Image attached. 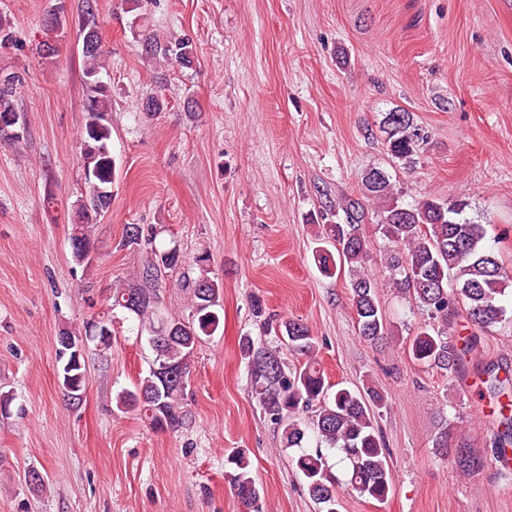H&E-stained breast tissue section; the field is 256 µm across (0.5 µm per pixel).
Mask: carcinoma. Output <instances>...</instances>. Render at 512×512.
I'll use <instances>...</instances> for the list:
<instances>
[{
    "label": "carcinoma",
    "mask_w": 512,
    "mask_h": 512,
    "mask_svg": "<svg viewBox=\"0 0 512 512\" xmlns=\"http://www.w3.org/2000/svg\"><path fill=\"white\" fill-rule=\"evenodd\" d=\"M92 2L86 0L85 17L77 30L79 42L91 40L90 45L81 47L87 120L76 142L89 192L74 205L77 222L71 236L72 257L81 264L89 262L94 247L85 225L109 210L115 176V160L109 147L112 127L107 119L111 87L102 80L106 50ZM142 53L151 59L175 60L187 68L195 59L193 44L185 37L161 40L149 35L143 40ZM21 83L17 73L0 74V125L12 127L16 116L13 98ZM383 125L390 155L412 163L423 136L409 113L389 112ZM363 186L364 195L383 208L379 230L393 244V253L387 258L395 272L393 288L414 299L429 319L439 323L437 328L430 324L419 327L409 342V356L450 380L457 379L464 359L476 350L479 336H465L459 345L449 340L448 331L455 328L456 316L464 312L467 322L481 331L500 323L505 312L500 305L501 296L512 277L497 254L483 244V226L459 218L458 206L436 196L403 206L394 196L388 174L382 170L368 172ZM343 211L344 223L322 225L314 260L328 276L335 274L337 266H348L358 336L375 345L386 339L388 327L378 302V283L365 272L368 252L363 234L364 209L358 201L350 199ZM134 245L149 250L151 259L132 286L113 292L110 311L84 323V334L75 336L67 330L61 333L74 345L58 343V377L72 398L82 394L86 377L77 343L85 340L109 347L114 336L112 310L122 308L142 326L149 327L155 358L148 375L140 379L135 389L117 394L116 406L121 411H138L155 430L175 429L188 419L183 396L190 361L202 337H210L219 329L224 287L208 275V255L199 254L194 260L200 276L192 285L191 316L185 319L166 313L159 307L157 291L167 273L181 264L182 256L174 246L158 247L153 230L146 231L138 224L127 227L121 243L123 247ZM275 330L287 337L289 351L304 359L298 367H288L280 351L259 346L249 336L243 338L241 350L248 359L255 398L264 412L283 426L285 447H302L306 429L301 427L296 414L312 410V430L318 441L341 452L350 463L346 488L369 501H387L393 489L390 451L375 421V411L385 405L384 395L372 386L353 389L326 382L316 360L318 338L304 322L277 320ZM484 373L490 396L498 401L512 399V367L491 363ZM500 416L503 430L498 434L497 447L505 451L512 446V414L503 411ZM433 448L440 456L452 459L465 475L474 474L483 466L475 450L446 424L434 434ZM293 464L305 478L309 496L322 512H338V483L323 453L304 450L293 459ZM225 466L243 512H251L263 488L252 476L247 450L232 451Z\"/></svg>",
    "instance_id": "1"
}]
</instances>
